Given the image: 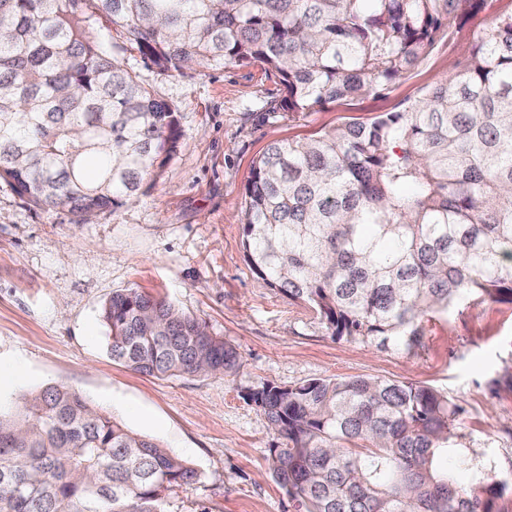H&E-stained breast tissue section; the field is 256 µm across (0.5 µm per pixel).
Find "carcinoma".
Returning <instances> with one entry per match:
<instances>
[{
  "label": "carcinoma",
  "mask_w": 512,
  "mask_h": 512,
  "mask_svg": "<svg viewBox=\"0 0 512 512\" xmlns=\"http://www.w3.org/2000/svg\"><path fill=\"white\" fill-rule=\"evenodd\" d=\"M487 0H0V179L78 222L155 179L172 108L104 46L126 30L162 70L228 62L280 76L286 112L376 95ZM245 259L331 335L414 353L418 321L464 299L512 304V13L405 112L271 144L244 197ZM112 360L169 378L230 376L236 349L135 289L103 303ZM250 400L281 439L268 470L304 512H500L506 479L471 455L458 406L408 381L317 378ZM471 472L459 488L437 466ZM197 478L65 386L0 413V512H167Z\"/></svg>",
  "instance_id": "cac0c4a2"
}]
</instances>
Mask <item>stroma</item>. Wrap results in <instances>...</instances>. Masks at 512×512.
Here are the masks:
<instances>
[{
  "instance_id": "stroma-1",
  "label": "stroma",
  "mask_w": 512,
  "mask_h": 512,
  "mask_svg": "<svg viewBox=\"0 0 512 512\" xmlns=\"http://www.w3.org/2000/svg\"><path fill=\"white\" fill-rule=\"evenodd\" d=\"M511 12L512 0H488L380 95L300 113L279 110L282 86L267 67L165 71L123 28L100 22L114 55L176 112L182 138L156 181L86 224L64 208L35 207L0 180V411L46 386L69 387L197 471L169 496L168 512H300L268 472L278 439L251 393L379 377L448 395L462 409L465 446L491 451L496 472L512 476V304L459 302L424 318L417 354L382 350L332 336L308 304L261 287L243 248L245 185L269 144L411 106ZM125 289L206 322L236 348L239 369L161 380L114 362L100 309Z\"/></svg>"
}]
</instances>
